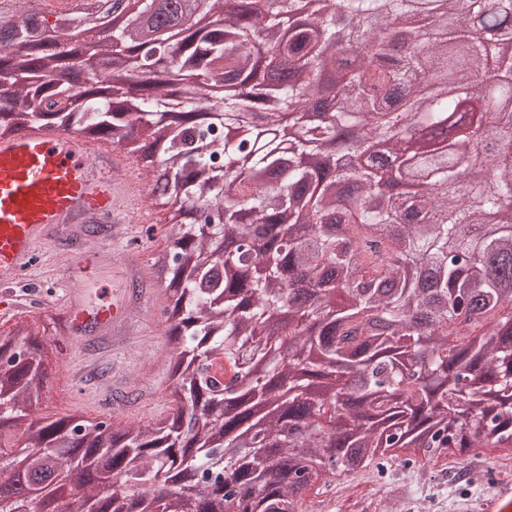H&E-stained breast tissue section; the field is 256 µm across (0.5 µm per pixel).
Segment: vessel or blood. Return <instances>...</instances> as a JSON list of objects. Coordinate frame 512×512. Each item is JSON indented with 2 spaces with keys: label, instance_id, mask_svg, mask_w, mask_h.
Returning <instances> with one entry per match:
<instances>
[{
  "label": "vessel or blood",
  "instance_id": "1",
  "mask_svg": "<svg viewBox=\"0 0 512 512\" xmlns=\"http://www.w3.org/2000/svg\"><path fill=\"white\" fill-rule=\"evenodd\" d=\"M142 194L139 178L106 140L41 123L1 138L0 284L14 283L44 242L76 225L126 224ZM68 307L78 329L126 322V308L115 300L89 307L77 297ZM460 512H512V475H496L490 490L465 500Z\"/></svg>",
  "mask_w": 512,
  "mask_h": 512
}]
</instances>
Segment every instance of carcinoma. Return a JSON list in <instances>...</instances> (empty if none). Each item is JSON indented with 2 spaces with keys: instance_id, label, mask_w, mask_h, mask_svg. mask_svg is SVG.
<instances>
[{
  "instance_id": "cac0c4a2",
  "label": "carcinoma",
  "mask_w": 512,
  "mask_h": 512,
  "mask_svg": "<svg viewBox=\"0 0 512 512\" xmlns=\"http://www.w3.org/2000/svg\"><path fill=\"white\" fill-rule=\"evenodd\" d=\"M67 2L0 15V133L104 137L177 208L154 261L171 412L30 421L54 350L16 325L0 340V435L25 455L0 469V512H35L22 481L74 469L83 503L112 512H296L306 488L391 448L461 464L512 444V0H434L426 20L417 0L313 15L314 0H138L82 28L121 84L42 41L49 13L77 24ZM401 19L421 52L387 39ZM381 140L412 160L385 181Z\"/></svg>"
}]
</instances>
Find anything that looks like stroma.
Returning <instances> with one entry per match:
<instances>
[{"label": "stroma", "instance_id": "1", "mask_svg": "<svg viewBox=\"0 0 512 512\" xmlns=\"http://www.w3.org/2000/svg\"><path fill=\"white\" fill-rule=\"evenodd\" d=\"M170 215L163 198L131 210L127 235L114 239L108 224L79 227L71 236L48 241L39 251L20 292L23 304L13 321L45 332L59 349L48 370L39 417L58 418L77 412L89 420L115 415L152 423L170 411L167 365L171 347L156 310L166 302L158 274L152 266L154 252L166 248L165 236L144 239L146 223L167 221ZM147 270L137 279L134 268ZM98 272L101 286L93 302L111 298L120 289L128 309L131 332L123 344L95 325L75 332L67 311V289L86 272ZM483 478L471 482L453 468L386 463L382 469L356 474L344 487L335 481L323 483L310 499L311 507L333 501L330 512H366L369 502H378L383 512H453L457 496L487 490L493 481L488 458L474 460Z\"/></svg>", "mask_w": 512, "mask_h": 512}]
</instances>
